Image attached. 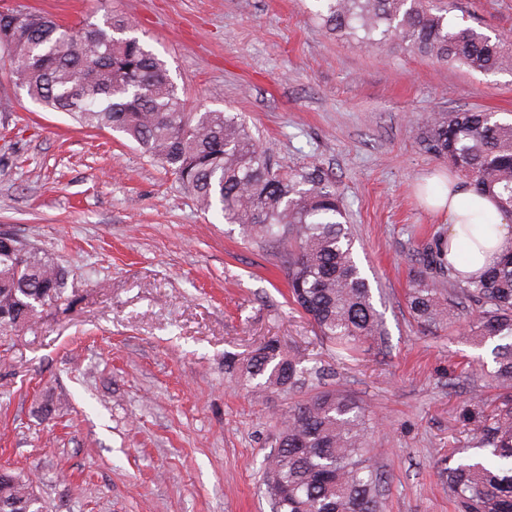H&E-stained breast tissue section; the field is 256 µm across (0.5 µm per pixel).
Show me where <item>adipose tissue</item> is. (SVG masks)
<instances>
[{
	"label": "adipose tissue",
	"mask_w": 512,
	"mask_h": 512,
	"mask_svg": "<svg viewBox=\"0 0 512 512\" xmlns=\"http://www.w3.org/2000/svg\"><path fill=\"white\" fill-rule=\"evenodd\" d=\"M427 203L448 215V261L458 271L471 274L491 263L512 230L495 199L475 194L463 180L449 178L444 192ZM476 225L474 239L465 238L462 227Z\"/></svg>",
	"instance_id": "obj_1"
}]
</instances>
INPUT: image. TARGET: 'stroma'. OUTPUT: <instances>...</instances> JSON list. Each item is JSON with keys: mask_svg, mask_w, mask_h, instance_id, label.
<instances>
[{"mask_svg": "<svg viewBox=\"0 0 512 512\" xmlns=\"http://www.w3.org/2000/svg\"><path fill=\"white\" fill-rule=\"evenodd\" d=\"M70 24L109 14L162 59L188 109L241 115L284 166L336 180L388 346L330 351L288 302L282 251L194 200L116 132L33 104L0 58V228L68 272L72 302L0 328V467L37 478L47 512H269L263 461L306 389L259 395L225 368L268 339L323 369L379 420L386 512H457L439 473L473 444L467 359L492 343L421 330L404 300L448 229L425 192L448 167L419 145L424 112L512 114V72L336 41L312 0H0ZM453 21L512 36V0H454ZM68 404L47 418L42 398Z\"/></svg>", "mask_w": 512, "mask_h": 512, "instance_id": "1", "label": "stroma"}]
</instances>
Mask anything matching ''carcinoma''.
<instances>
[{
  "instance_id": "carcinoma-1",
  "label": "carcinoma",
  "mask_w": 512,
  "mask_h": 512,
  "mask_svg": "<svg viewBox=\"0 0 512 512\" xmlns=\"http://www.w3.org/2000/svg\"><path fill=\"white\" fill-rule=\"evenodd\" d=\"M336 40L367 50L409 51L446 65L512 70V40L449 17L444 0H314ZM0 49L13 83L40 107L85 128L118 132L175 176L204 211L239 225L254 243L283 249L289 297L315 335L352 355L385 343L386 329L354 253L336 183L320 169L283 171L236 115L188 112L166 64L112 16L61 25L26 9L0 14ZM420 145L512 220V120L493 112H427ZM448 240L428 248L405 294L418 327L446 329L469 316L477 341H494V366L478 377L496 390L470 399L475 452L441 472L460 512H512V241L480 277L448 263ZM448 274L447 288L436 276ZM68 273L42 250L0 231V326L20 327L69 302ZM306 359L268 342L229 372L255 389L290 390L315 373ZM378 425L351 394L316 388L288 411L265 462L270 512H385V475L373 463ZM34 481L0 471V512H45Z\"/></svg>"
}]
</instances>
